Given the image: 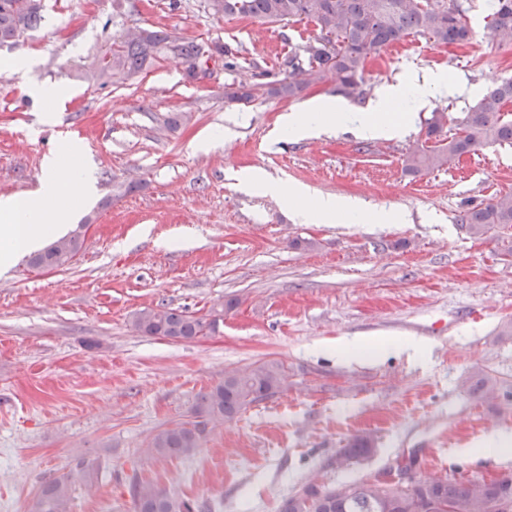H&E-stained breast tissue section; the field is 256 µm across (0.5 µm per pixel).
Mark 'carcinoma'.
I'll return each instance as SVG.
<instances>
[{"mask_svg": "<svg viewBox=\"0 0 512 512\" xmlns=\"http://www.w3.org/2000/svg\"><path fill=\"white\" fill-rule=\"evenodd\" d=\"M214 16H244L263 22H300L308 17L319 36L288 54L285 75L268 84L266 93L295 98L312 85L336 83V92L353 97L363 94L367 59L406 37L423 36L440 45L464 44L471 39L459 0H206ZM41 0H0V46H15L42 20ZM490 30L501 42H512V0H492ZM225 55L224 48L210 46L161 29L140 28L113 41L96 56L88 81L106 87L125 85L137 74L172 55L181 60L187 77L195 78L204 59ZM512 103V79L487 91L459 121L458 132L448 143L416 149L403 159L411 175L438 170L479 147L512 144V119L505 107ZM447 122L437 112L427 122L426 135L439 139ZM460 222L469 233L482 238L493 228H512V194H499L485 204L463 211ZM85 225L55 240L45 250L28 257L32 269L66 265L83 248ZM139 332L191 340L213 328V322L184 311L144 309L133 321ZM288 385L284 364L269 360L244 370H231L224 379L200 393L190 409V418L177 421L155 433L144 450L151 463L189 456L202 447L209 433L235 419L252 404L273 397ZM375 440L365 433L337 451L341 467L368 459ZM98 465L80 461L69 471L41 484L28 505V512H70L75 487L92 492ZM128 493L134 512H209L202 500H191L169 487L128 477ZM505 491L512 492V474L493 479L460 482L446 475L420 476L404 488H385L377 481L326 485L313 477L298 490L283 496L276 512H429L433 502L451 503L453 512H490V502Z\"/></svg>", "mask_w": 512, "mask_h": 512, "instance_id": "1", "label": "carcinoma"}]
</instances>
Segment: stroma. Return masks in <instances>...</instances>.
<instances>
[{
  "instance_id": "obj_1",
  "label": "stroma",
  "mask_w": 512,
  "mask_h": 512,
  "mask_svg": "<svg viewBox=\"0 0 512 512\" xmlns=\"http://www.w3.org/2000/svg\"><path fill=\"white\" fill-rule=\"evenodd\" d=\"M43 0L24 42L0 46V196L36 190L46 157L72 148L95 170L97 195L82 251L60 268L17 261L0 274V512H27L40 484L78 458L100 466L98 489L76 490L70 512H133L124 479L140 473L212 512H276L306 479H373L394 459L459 481L512 474V460L465 450L512 432V232L472 238L466 204L512 192V146H490L418 176L405 153L430 147L425 121L443 112L444 136L466 109L512 78V43L488 28L489 0H468L470 43L410 36L369 58L359 109L410 73L448 76L430 106L396 108L406 131L364 140L335 126L279 134L281 115L332 84L293 99L264 93L307 21L215 17L204 0ZM135 27L224 45L235 67L189 79L169 57L133 84L99 87L85 73ZM254 87L253 98L225 93ZM60 86V99L35 95ZM174 112L189 123L165 128ZM299 182L312 195L362 199L357 223L306 224L245 174ZM393 211L404 222L380 224ZM163 305L216 320L180 341L137 331L140 310ZM416 336L423 357L389 348ZM361 338L371 357L349 361L336 342ZM282 361L288 387L215 429L189 457L147 464V441L185 419L196 395L226 372ZM368 433L375 452L343 469L328 461Z\"/></svg>"
}]
</instances>
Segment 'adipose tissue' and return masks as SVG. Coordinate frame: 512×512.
Segmentation results:
<instances>
[{"mask_svg": "<svg viewBox=\"0 0 512 512\" xmlns=\"http://www.w3.org/2000/svg\"><path fill=\"white\" fill-rule=\"evenodd\" d=\"M447 87L448 81L441 73L413 75L385 88L364 108L350 110L335 100L319 101L282 115L281 128L294 136H311L319 127L339 122L366 140L393 138L401 135L402 126L387 120V112L406 99L411 100L413 110H422L428 106L432 91ZM43 168L45 176L36 192L20 198L0 197V268L6 267L16 254L37 250L47 239L56 237L74 217L77 202L90 197L91 174L77 156L47 157ZM266 189L299 208L309 220H351L364 210L359 199L314 197L301 185L275 181L267 183Z\"/></svg>", "mask_w": 512, "mask_h": 512, "instance_id": "obj_1", "label": "adipose tissue"}]
</instances>
